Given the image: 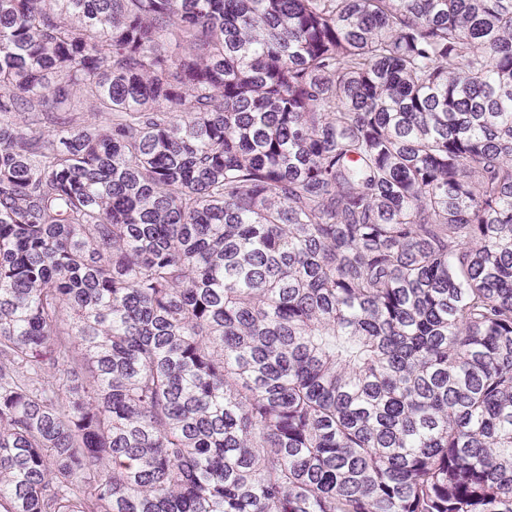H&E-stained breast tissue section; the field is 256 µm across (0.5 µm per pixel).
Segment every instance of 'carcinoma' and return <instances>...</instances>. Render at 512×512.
Returning <instances> with one entry per match:
<instances>
[{"mask_svg": "<svg viewBox=\"0 0 512 512\" xmlns=\"http://www.w3.org/2000/svg\"><path fill=\"white\" fill-rule=\"evenodd\" d=\"M0 512H512V0H0Z\"/></svg>", "mask_w": 512, "mask_h": 512, "instance_id": "1", "label": "carcinoma"}]
</instances>
